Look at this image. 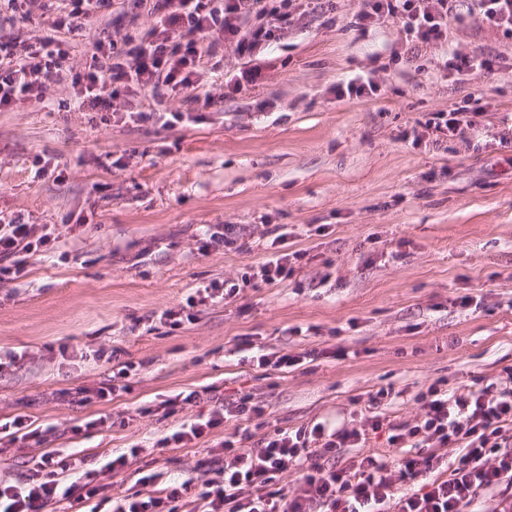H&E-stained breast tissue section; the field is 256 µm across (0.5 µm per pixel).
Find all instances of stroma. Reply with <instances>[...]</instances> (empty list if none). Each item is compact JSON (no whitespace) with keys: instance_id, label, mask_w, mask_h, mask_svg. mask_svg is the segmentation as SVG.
<instances>
[{"instance_id":"stroma-1","label":"stroma","mask_w":512,"mask_h":512,"mask_svg":"<svg viewBox=\"0 0 512 512\" xmlns=\"http://www.w3.org/2000/svg\"><path fill=\"white\" fill-rule=\"evenodd\" d=\"M288 2L270 48H218L199 87L212 105L169 93L81 108L70 83L52 80L44 102L0 112V214L60 235L0 283V351L20 356L0 369V420L55 427L48 447L81 450L94 484L113 492L148 473L201 476L227 437L257 448L277 428L413 422L436 381L459 394L512 387V36L482 24L473 0H456L447 47L416 49L392 18L361 32L367 0ZM55 16L1 6L0 36H57L64 68L82 74L94 42L153 22L139 0L75 33L54 30ZM449 48L493 65L442 79ZM254 67L259 81L233 90ZM367 75L376 93L337 98V84ZM476 103L475 126L425 130L432 113ZM213 224L229 225L232 243L201 252ZM278 230L303 254L291 277L196 306L190 323L162 319L197 289L253 273ZM284 353L306 360L256 363ZM109 383L111 400L82 401ZM381 389L388 398L372 403ZM245 395L262 416L234 413ZM217 410L224 423L196 445L159 446ZM133 447L129 467L101 473Z\"/></svg>"}]
</instances>
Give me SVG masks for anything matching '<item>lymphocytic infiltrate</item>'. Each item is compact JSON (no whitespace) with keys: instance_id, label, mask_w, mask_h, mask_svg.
Returning a JSON list of instances; mask_svg holds the SVG:
<instances>
[{"instance_id":"f902f5d3","label":"lymphocytic infiltrate","mask_w":512,"mask_h":512,"mask_svg":"<svg viewBox=\"0 0 512 512\" xmlns=\"http://www.w3.org/2000/svg\"><path fill=\"white\" fill-rule=\"evenodd\" d=\"M151 2L150 28L124 36L118 45L94 43L95 65L71 79L80 102L107 107L123 92H195L218 45L250 56L288 22L287 12L269 0ZM110 5L111 0H57L54 25L82 30ZM453 11L454 0H369L362 19L370 26L388 15L399 19L406 43L444 45ZM67 55L63 42L50 37L33 44L0 37V111L44 100L47 80L61 78ZM58 240L54 225L1 215L0 282L23 272L20 255H38ZM418 401L421 416L393 426L388 437L397 452L393 460L362 451L368 434L384 426L377 415L364 429L324 422L292 433L278 429L258 448L239 447L228 437L191 504H183L177 485L148 495L127 489L109 496L111 512H463L480 494L512 487V453L504 449V434L512 431V390L497 394L488 386L451 395L434 383ZM344 448L359 454L348 464L333 463ZM438 448L451 449L448 462L435 456ZM83 462L77 452H49L24 481L0 479V512H43L71 498L80 512H101V486L83 487L77 480ZM292 467L300 470L298 486L289 493L274 488L276 476ZM403 483L415 484V491L398 494L395 487Z\"/></svg>"}]
</instances>
